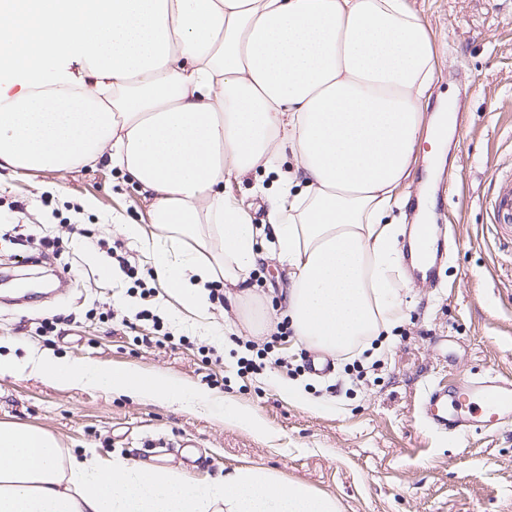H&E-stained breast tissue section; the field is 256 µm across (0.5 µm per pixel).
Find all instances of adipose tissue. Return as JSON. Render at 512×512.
Masks as SVG:
<instances>
[{
  "instance_id": "obj_1",
  "label": "adipose tissue",
  "mask_w": 512,
  "mask_h": 512,
  "mask_svg": "<svg viewBox=\"0 0 512 512\" xmlns=\"http://www.w3.org/2000/svg\"><path fill=\"white\" fill-rule=\"evenodd\" d=\"M52 75H45V68ZM435 46L409 0H0V170L70 171L109 159L152 198L141 245L201 325L211 284L255 336L270 320L246 284L260 235L230 189L270 176L284 314L300 344L343 355L403 318L398 188L420 148ZM69 387L165 401L252 431L244 408L158 371L33 351L0 359ZM0 512H342L336 496L270 468L193 482L135 458L64 452L0 421Z\"/></svg>"
}]
</instances>
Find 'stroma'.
Here are the masks:
<instances>
[{"mask_svg":"<svg viewBox=\"0 0 512 512\" xmlns=\"http://www.w3.org/2000/svg\"><path fill=\"white\" fill-rule=\"evenodd\" d=\"M410 3L436 44L432 94L455 93L464 115L445 158H431L422 142L391 219L407 226L419 198L432 197L431 221L453 232L456 245L434 280L409 278L406 315L384 342L380 368L357 377L348 355L335 357L326 376L287 375L279 360L301 366L310 354L288 336L261 368L239 373L241 352L224 341L225 326L239 324L235 313L214 301L210 328L200 327L160 289L142 248L114 231L116 215L151 227V198L141 187L105 162L29 170L0 177V214L11 218L0 224V276L38 273L52 291L20 305L0 302V356L38 350L116 370H165L247 408L268 436L164 401L144 404L29 374L0 376V420L46 429L72 452L139 458L153 444L166 450L158 464L184 467L196 481L245 464L269 467L336 494L344 512H512V424L454 439L431 432L419 414L428 386L460 375L512 380V232L489 224L487 214L492 175L512 174V0ZM17 224L27 246L18 243ZM103 240L120 242L154 296L118 272ZM260 251L249 286L277 333L290 275L269 245ZM106 266L115 277L104 276ZM143 309L152 319L121 326ZM47 318L57 330L46 335L39 327ZM143 336L155 344H140ZM284 381L299 387L302 401L280 390Z\"/></svg>","mask_w":512,"mask_h":512,"instance_id":"35a3bbf8","label":"stroma"}]
</instances>
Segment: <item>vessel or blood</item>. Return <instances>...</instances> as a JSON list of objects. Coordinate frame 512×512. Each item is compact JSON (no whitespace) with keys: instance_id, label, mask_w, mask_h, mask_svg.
Wrapping results in <instances>:
<instances>
[{"instance_id":"vessel-or-blood-1","label":"vessel or blood","mask_w":512,"mask_h":512,"mask_svg":"<svg viewBox=\"0 0 512 512\" xmlns=\"http://www.w3.org/2000/svg\"><path fill=\"white\" fill-rule=\"evenodd\" d=\"M491 223L512 227V178L494 179L488 200ZM421 414L435 432L455 435L483 418L485 426L512 420V383L497 379L463 378L449 386H428Z\"/></svg>"}]
</instances>
